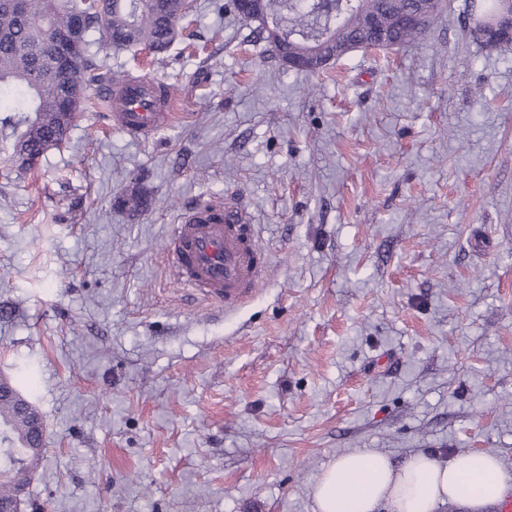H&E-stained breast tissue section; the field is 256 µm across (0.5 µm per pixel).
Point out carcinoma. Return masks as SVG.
I'll return each instance as SVG.
<instances>
[{
	"label": "carcinoma",
	"instance_id": "obj_1",
	"mask_svg": "<svg viewBox=\"0 0 512 512\" xmlns=\"http://www.w3.org/2000/svg\"><path fill=\"white\" fill-rule=\"evenodd\" d=\"M509 0H465L467 35L482 48L487 26ZM225 7L252 29L254 41L264 39V15L284 38L275 45L283 61L306 62L301 71L322 72L331 60L352 49L384 45L396 49L423 45L430 28L446 7L445 0H255L247 13L237 0ZM183 0H0V127L16 134L3 162L30 168L67 134L74 112L84 109L83 91L120 83L125 76L103 68L92 51L96 38L116 50L143 45L160 54L179 35L177 14ZM417 14L421 23L404 24ZM61 30L75 32L80 51L65 75L51 67L48 42ZM67 82L76 93L75 111L62 106L60 90ZM35 422L19 420L11 406L0 404V498H9L19 484H30L44 453L27 448Z\"/></svg>",
	"mask_w": 512,
	"mask_h": 512
}]
</instances>
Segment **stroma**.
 I'll list each match as a JSON object with an SVG mask.
<instances>
[{"instance_id":"stroma-1","label":"stroma","mask_w":512,"mask_h":512,"mask_svg":"<svg viewBox=\"0 0 512 512\" xmlns=\"http://www.w3.org/2000/svg\"><path fill=\"white\" fill-rule=\"evenodd\" d=\"M224 3L163 54L98 47L179 124L133 139L91 88L32 168L0 166V374L47 422L21 512H313L355 450L512 471V43L472 44L448 0L426 45L312 75ZM204 200L261 226L234 313L166 266Z\"/></svg>"}]
</instances>
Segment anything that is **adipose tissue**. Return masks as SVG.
Listing matches in <instances>:
<instances>
[{
	"label": "adipose tissue",
	"instance_id": "obj_1",
	"mask_svg": "<svg viewBox=\"0 0 512 512\" xmlns=\"http://www.w3.org/2000/svg\"><path fill=\"white\" fill-rule=\"evenodd\" d=\"M511 489L512 472L482 451L457 454L444 466L416 453L398 467L384 454L353 451L325 468L312 495L316 512H436L448 501L482 512Z\"/></svg>",
	"mask_w": 512,
	"mask_h": 512
}]
</instances>
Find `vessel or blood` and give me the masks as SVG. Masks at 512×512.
<instances>
[{"instance_id":"b4317fda","label":"vessel or blood","mask_w":512,"mask_h":512,"mask_svg":"<svg viewBox=\"0 0 512 512\" xmlns=\"http://www.w3.org/2000/svg\"><path fill=\"white\" fill-rule=\"evenodd\" d=\"M102 100L113 126L141 140L177 117L169 86L144 76L106 87ZM165 259L180 287L197 291L229 313L257 294L266 268L257 225L245 208L229 204L183 213L171 227Z\"/></svg>"}]
</instances>
